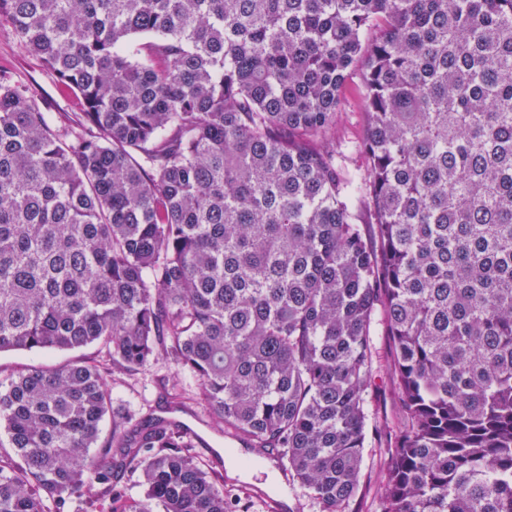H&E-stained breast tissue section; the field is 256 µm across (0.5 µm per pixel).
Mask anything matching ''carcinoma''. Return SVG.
Instances as JSON below:
<instances>
[{
    "instance_id": "1",
    "label": "carcinoma",
    "mask_w": 512,
    "mask_h": 512,
    "mask_svg": "<svg viewBox=\"0 0 512 512\" xmlns=\"http://www.w3.org/2000/svg\"><path fill=\"white\" fill-rule=\"evenodd\" d=\"M4 23L83 112L0 75V352L103 363L0 376V512H227L191 429L113 404L160 358L342 512L379 310L386 512H512V0H0ZM359 64L360 177L330 139ZM76 358L101 360L93 348L76 351H9L0 353V370L2 371L0 375H7L11 370L23 364H60Z\"/></svg>"
}]
</instances>
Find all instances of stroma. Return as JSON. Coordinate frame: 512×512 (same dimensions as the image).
<instances>
[{"label":"stroma","mask_w":512,"mask_h":512,"mask_svg":"<svg viewBox=\"0 0 512 512\" xmlns=\"http://www.w3.org/2000/svg\"><path fill=\"white\" fill-rule=\"evenodd\" d=\"M0 73L17 86L28 88L47 110L62 119L73 118L82 109L75 95L65 91L38 58L20 48L6 25L0 26ZM359 83V77H351L343 96V110L332 132L343 151L341 165L349 171L359 169L363 163L357 145L363 140L368 124ZM391 359V339L385 320L380 317L375 322L372 338L373 376L366 397V442L359 491L346 503L344 512H384L383 487L404 421ZM175 381L187 390L196 388L191 377L176 376L174 369L161 360L149 371L113 381L112 398L119 408L150 404L157 415L188 424L207 447L219 451L224 461L217 469L218 479L225 489L237 496L236 501L229 504L230 512H318L298 486L284 480L274 460L265 458L258 464L238 467L233 455L244 452V445L214 431L205 419L194 414L192 405L181 404L167 396L164 385Z\"/></svg>","instance_id":"1"}]
</instances>
